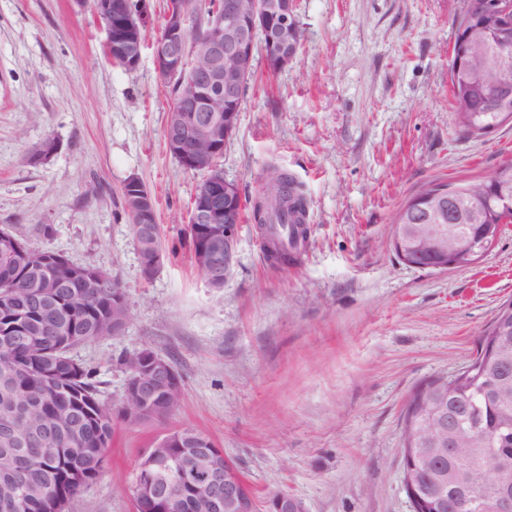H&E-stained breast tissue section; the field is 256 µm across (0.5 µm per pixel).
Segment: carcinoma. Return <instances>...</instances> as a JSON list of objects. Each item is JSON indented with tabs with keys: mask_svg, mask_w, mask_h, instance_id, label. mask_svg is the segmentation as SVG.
<instances>
[{
	"mask_svg": "<svg viewBox=\"0 0 512 512\" xmlns=\"http://www.w3.org/2000/svg\"><path fill=\"white\" fill-rule=\"evenodd\" d=\"M185 10L202 17L207 27L214 0H184ZM465 0L457 22L456 39L470 27L493 26L490 17L478 15ZM504 55L507 65L493 63L489 71L468 74L449 63L453 109L462 127L463 116L481 129L492 130L512 120V92L504 94L495 86L500 80L512 81V43L493 48L492 55ZM279 194L268 200L262 233L267 239L269 257L282 264L298 261V244L306 240L302 226L307 214V199L295 179L276 170ZM484 218L468 216L452 225L463 240L497 239L500 227L512 224V197L487 186ZM276 224H289V236L282 240L271 235ZM18 237L0 228V418L28 405L30 393L48 388L59 390L51 405L32 407L28 427L58 429L56 439L44 444L17 447L0 436V512H16L3 496L5 485L20 482L34 486L40 495L29 500L23 512H65L66 505L99 475L98 460L112 438L115 411L101 398L94 372L72 355L77 346L112 336V302L125 298L124 289L108 276L96 288H87L84 277L101 270L77 264L61 253L21 250ZM61 280L53 300L31 305L50 283ZM29 333L31 345L14 342L17 329ZM446 395L448 413L460 426L459 454L429 452L436 433L426 422L435 416L437 400ZM180 390L161 391L146 401L149 411L160 416L170 413ZM131 410L126 418L140 417L144 401L127 396ZM404 447L414 449L403 457V479H411L417 498L411 500L413 512H512V505L501 504L498 488L490 480H512V301L503 303L482 332L475 355L458 374L448 379L434 378L408 401L404 417ZM180 439L172 452L183 458L185 466L201 463L200 452L192 441L194 430L179 431ZM14 458L10 471L3 457ZM168 492L180 498L181 512H205L192 499L189 489L180 484L176 473L162 468Z\"/></svg>",
	"mask_w": 512,
	"mask_h": 512,
	"instance_id": "carcinoma-1",
	"label": "carcinoma"
}]
</instances>
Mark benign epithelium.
<instances>
[{"label":"benign epithelium","instance_id":"obj_1","mask_svg":"<svg viewBox=\"0 0 512 512\" xmlns=\"http://www.w3.org/2000/svg\"><path fill=\"white\" fill-rule=\"evenodd\" d=\"M92 10L105 29V50L109 58L118 57L125 69L134 71L142 59L140 32L151 23L147 0H91ZM298 23L294 0H221L209 28L187 50L186 12L177 2L169 5L160 35L153 48L157 74L174 81L190 71L183 89L175 96L165 127L169 147L187 170L204 173L195 194L196 202L187 217V229L207 225L205 244L192 254L199 273L212 288H222L233 272L240 230L241 196L235 184L224 179L218 157L233 135L242 100L241 90L252 68L257 35L265 39L262 50L270 67L279 69L295 60ZM489 38L475 41L467 37L455 51L457 65L468 72L485 67L489 61ZM128 212L135 216L133 238L144 252L141 270L151 277L161 266L164 253L153 245L156 216L151 194L137 180L125 185ZM426 217L417 224H394L390 237L394 244H409L400 253L405 264L418 266L417 256L425 250L437 258L433 269L468 266L485 254L486 245L469 246L447 234L445 224L453 213L473 210L472 196L433 192L427 197ZM148 365L129 388L139 396L166 387L176 370L159 355L147 359ZM173 431L162 434L147 450V466L168 465L182 472L180 461L167 448ZM205 477L195 486L194 496L211 512H257L258 501L234 461L224 457L220 463L207 457ZM142 512L165 499L167 512H177L175 500L159 493L158 484L146 479L133 487ZM268 512H304L300 501L286 494L272 496Z\"/></svg>","mask_w":512,"mask_h":512}]
</instances>
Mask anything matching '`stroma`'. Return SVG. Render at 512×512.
Masks as SVG:
<instances>
[{"label": "stroma", "instance_id": "obj_1", "mask_svg": "<svg viewBox=\"0 0 512 512\" xmlns=\"http://www.w3.org/2000/svg\"><path fill=\"white\" fill-rule=\"evenodd\" d=\"M464 0H295V61L256 54L219 167L242 197L268 167L309 200L296 265L268 261L251 218L223 289L194 265L185 221L202 173L169 152L174 100L151 54L128 71L76 0H0V227L31 248L109 273L126 292L123 335L82 344L104 400L120 408L122 357L143 349L182 378L163 422H113L99 476L69 512H133L142 458L190 427L238 465L259 497L305 512H412L403 414L412 392L459 372L512 299V224L489 253L434 271L396 257L399 209L436 181L512 160V122L471 136L452 117L448 52ZM51 159L29 155L45 137ZM151 194L164 259L143 277L123 187Z\"/></svg>", "mask_w": 512, "mask_h": 512}]
</instances>
